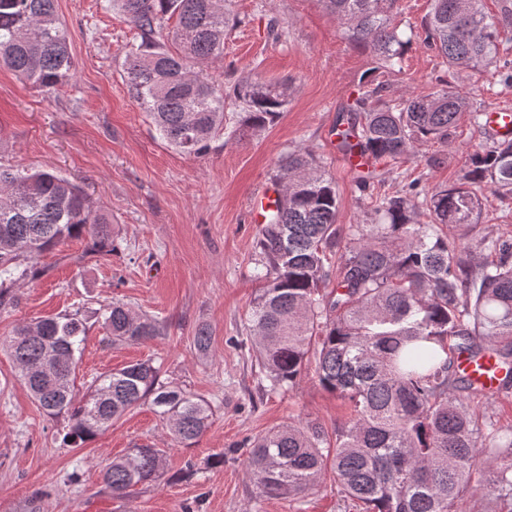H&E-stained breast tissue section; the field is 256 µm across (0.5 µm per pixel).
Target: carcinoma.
<instances>
[{
	"mask_svg": "<svg viewBox=\"0 0 512 512\" xmlns=\"http://www.w3.org/2000/svg\"><path fill=\"white\" fill-rule=\"evenodd\" d=\"M226 2L113 0L140 31L123 64L130 94L169 144L196 157L224 131V87L202 66L224 55ZM320 2L352 45L385 67L400 61L408 41L391 24L397 0ZM511 14L506 7L489 16L481 0H431L424 42L458 74L496 71L499 29ZM0 66L48 96L69 85L75 66L57 0H0ZM384 90L367 84L348 107L339 133L344 156L397 160L419 144L446 143L472 95L441 88L387 101ZM233 93L245 105L243 124L254 130L274 124L288 105L286 91L258 79ZM468 163L461 182L424 195L428 221L417 219L421 191L413 182L371 197V221L346 228L337 223L335 181L312 152H290L278 165L280 193L255 244L265 285L248 331L259 374L275 391L293 386L312 364L319 385L347 401L351 414L332 435L306 422L255 438L246 468L258 496H305L330 474L364 512H469V491L482 487L512 505V427L476 416L480 393L455 361L462 349H492L512 366V238H481L474 266L444 231L476 223L483 188L512 194V142L479 147ZM111 224L112 215L60 173L0 164V307L13 303L12 285L42 275L36 259L63 241L84 236L92 251L112 253ZM99 313L114 343L161 335L157 320L124 303ZM86 332L75 312L21 323L5 343L38 406L68 418L63 444L78 447L148 402L173 440L193 447L213 406L168 386L150 361L100 374L75 402ZM193 347L210 353L207 327L196 329ZM161 468L159 449L138 445L103 469L102 483L120 497L154 481Z\"/></svg>",
	"mask_w": 512,
	"mask_h": 512,
	"instance_id": "carcinoma-1",
	"label": "carcinoma"
}]
</instances>
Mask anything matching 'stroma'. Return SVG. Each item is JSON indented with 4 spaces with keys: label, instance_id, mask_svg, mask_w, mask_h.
Here are the masks:
<instances>
[{
    "label": "stroma",
    "instance_id": "stroma-1",
    "mask_svg": "<svg viewBox=\"0 0 512 512\" xmlns=\"http://www.w3.org/2000/svg\"><path fill=\"white\" fill-rule=\"evenodd\" d=\"M104 0H58L75 63V77L48 96L0 68V162L17 169L49 168L81 184L112 215L115 251L86 252L68 240L44 254L45 274L21 282L11 305L0 307V512H363L360 502L325 478L298 499L260 498L246 470L249 442L291 422L316 421L327 430L349 416L348 408L305 368L296 384L263 390L245 328L262 279L255 274L257 223L254 198L272 187L279 160L310 150L336 183L340 224H358L368 199L330 142L339 110L368 83L395 99L425 96L445 86L476 87L482 108L512 109V88L497 71L473 76L449 72L423 43L429 0H399L391 16L410 44L395 71L380 68L368 51L355 48L320 0H234L237 18L224 36V56L206 72L224 87V132L196 158L163 139L123 79L138 29ZM291 86L280 119L252 132L233 87L245 79ZM490 131L461 115L447 146L425 144L375 167L371 193L395 192L414 180L425 188L455 184L468 155L488 145ZM435 168H427L430 156ZM462 244L486 235L512 236V197L485 191L473 231L448 228ZM118 300L156 318L162 336L112 345L96 314ZM81 311L87 326L76 368L77 396L93 377L149 360L160 378L211 401V424L194 447L172 442L149 406L137 407L79 448L62 444L67 422L47 416L31 398L4 350L14 327L43 317ZM211 334L209 357H198V326ZM159 448L164 468L157 481L127 495L104 491L101 473L113 457L138 445ZM194 464L197 473L185 472ZM77 482H69V474Z\"/></svg>",
    "mask_w": 512,
    "mask_h": 512
}]
</instances>
